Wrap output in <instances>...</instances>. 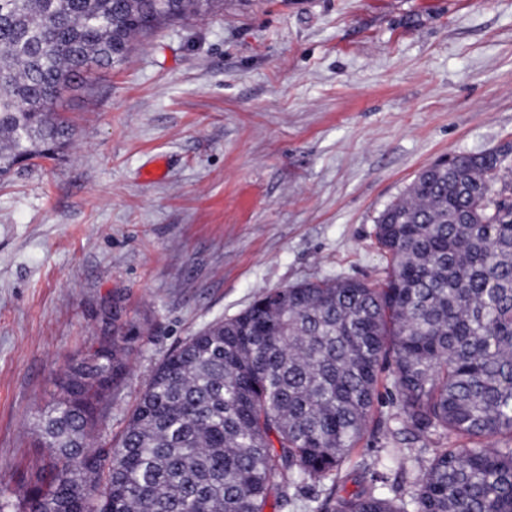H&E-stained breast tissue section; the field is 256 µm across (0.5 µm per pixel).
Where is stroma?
<instances>
[{
    "instance_id": "stroma-1",
    "label": "stroma",
    "mask_w": 512,
    "mask_h": 512,
    "mask_svg": "<svg viewBox=\"0 0 512 512\" xmlns=\"http://www.w3.org/2000/svg\"><path fill=\"white\" fill-rule=\"evenodd\" d=\"M0 180V505L68 363L129 327L116 438L158 364L266 289L374 281L379 214L440 158L512 142V0H224L137 39ZM380 396L346 465L432 448Z\"/></svg>"
}]
</instances>
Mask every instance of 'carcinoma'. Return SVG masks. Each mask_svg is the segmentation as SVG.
I'll return each instance as SVG.
<instances>
[{
  "instance_id": "obj_1",
  "label": "carcinoma",
  "mask_w": 512,
  "mask_h": 512,
  "mask_svg": "<svg viewBox=\"0 0 512 512\" xmlns=\"http://www.w3.org/2000/svg\"><path fill=\"white\" fill-rule=\"evenodd\" d=\"M224 0H0V177L70 144L59 112L138 37ZM385 279L262 291L154 371L121 435L93 446L128 370L114 329L59 377L37 423L48 455L16 512H265L332 479L309 512H512V144L423 169L377 218ZM395 419L451 446L401 448L399 471L340 474L380 386Z\"/></svg>"
}]
</instances>
